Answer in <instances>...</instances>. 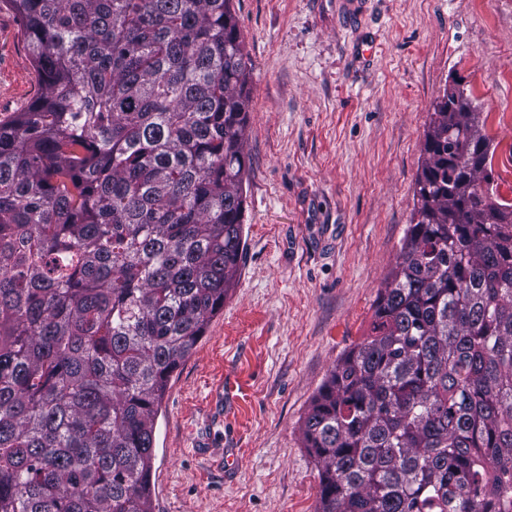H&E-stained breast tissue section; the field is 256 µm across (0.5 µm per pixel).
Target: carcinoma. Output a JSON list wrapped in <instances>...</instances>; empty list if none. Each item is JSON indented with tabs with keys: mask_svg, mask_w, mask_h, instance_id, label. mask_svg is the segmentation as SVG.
<instances>
[{
	"mask_svg": "<svg viewBox=\"0 0 512 512\" xmlns=\"http://www.w3.org/2000/svg\"><path fill=\"white\" fill-rule=\"evenodd\" d=\"M232 0H0L40 96L0 121V512H154L166 386L244 251ZM370 332L304 420L317 512H512V202L433 106Z\"/></svg>",
	"mask_w": 512,
	"mask_h": 512,
	"instance_id": "carcinoma-1",
	"label": "carcinoma"
}]
</instances>
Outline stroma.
Listing matches in <instances>:
<instances>
[{
  "instance_id": "1",
  "label": "stroma",
  "mask_w": 512,
  "mask_h": 512,
  "mask_svg": "<svg viewBox=\"0 0 512 512\" xmlns=\"http://www.w3.org/2000/svg\"><path fill=\"white\" fill-rule=\"evenodd\" d=\"M253 70L237 285L173 373L154 512H314L302 425L372 321L446 88H467L512 201V0H233ZM41 91L0 11V120Z\"/></svg>"
}]
</instances>
